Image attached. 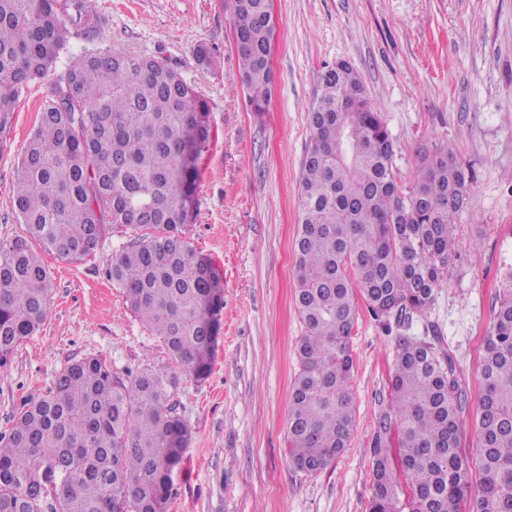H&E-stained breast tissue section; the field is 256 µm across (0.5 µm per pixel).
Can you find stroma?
Returning a JSON list of instances; mask_svg holds the SVG:
<instances>
[{"mask_svg":"<svg viewBox=\"0 0 512 512\" xmlns=\"http://www.w3.org/2000/svg\"><path fill=\"white\" fill-rule=\"evenodd\" d=\"M96 10L94 32H70L61 61L107 49L165 56L208 102L213 138L199 161L187 237L218 273V344L209 376L196 379L130 311L105 267L132 231L111 232L77 263L40 251L51 302L39 332L0 372V432L75 360L104 357L127 381L169 368L172 403L191 438L166 512H369L370 441L389 399L395 341L365 305L351 336L348 448L329 468L305 473L291 464L286 429L304 331L294 300L301 163L322 74L346 61L384 118L401 189L423 153L449 146L469 172L448 275L412 332L437 335L456 359L469 393L460 446L475 448L483 340L512 265V0H271L273 86L261 112L239 78L224 0H96ZM200 47L207 63L196 59ZM45 91L41 81L21 90L0 142V244L25 233L12 188Z\"/></svg>","mask_w":512,"mask_h":512,"instance_id":"1","label":"stroma"}]
</instances>
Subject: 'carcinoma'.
I'll return each mask as SVG.
<instances>
[{"label": "carcinoma", "mask_w": 512, "mask_h": 512, "mask_svg": "<svg viewBox=\"0 0 512 512\" xmlns=\"http://www.w3.org/2000/svg\"><path fill=\"white\" fill-rule=\"evenodd\" d=\"M228 2L239 77L261 112L272 84L270 0ZM97 23L95 0H0V138L19 91L55 68L69 27ZM208 112L164 59L83 53L54 75L15 177L28 237L0 245L1 369L49 307L51 279L29 239L78 261L111 230L151 229L108 257L106 276L173 360L208 377L222 291L185 233L198 160L213 138ZM309 123L294 244L304 333L288 408L293 466L319 472L348 446L359 298L396 344L371 440L370 512H512V269L484 338L475 483L459 448L468 392L456 361L436 348L438 337L411 335L448 274L465 169L443 149L422 159L402 191L380 112L345 62L322 74ZM175 387L163 368L126 383L97 356L67 365L0 434V512H165L190 440L171 403Z\"/></svg>", "instance_id": "obj_1"}]
</instances>
